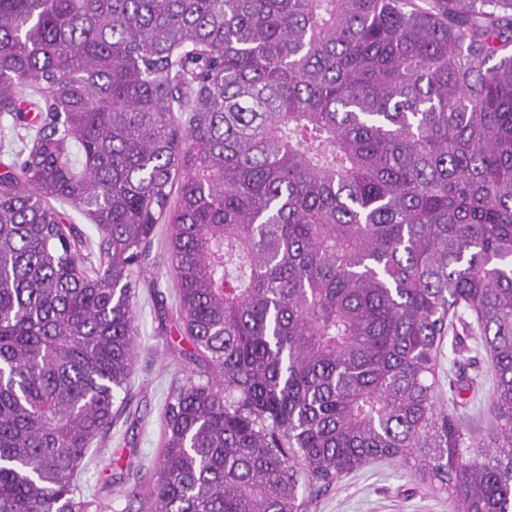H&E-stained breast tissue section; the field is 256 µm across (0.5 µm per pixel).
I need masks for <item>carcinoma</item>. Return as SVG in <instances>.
Returning a JSON list of instances; mask_svg holds the SVG:
<instances>
[{"label":"carcinoma","instance_id":"cac0c4a2","mask_svg":"<svg viewBox=\"0 0 512 512\" xmlns=\"http://www.w3.org/2000/svg\"><path fill=\"white\" fill-rule=\"evenodd\" d=\"M0 512L73 485L133 371L171 224L193 361L123 512H301L393 460L454 512H512V0H0ZM85 155L79 177L61 136ZM86 212L90 242L52 202ZM490 426L441 408L460 310ZM9 124L0 116V175L12 170L14 152L21 147L29 133V129L25 125H18L14 128L6 127L4 130V125L8 126Z\"/></svg>","mask_w":512,"mask_h":512}]
</instances>
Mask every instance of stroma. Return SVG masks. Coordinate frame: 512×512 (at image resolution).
<instances>
[{
	"label": "stroma",
	"instance_id": "1",
	"mask_svg": "<svg viewBox=\"0 0 512 512\" xmlns=\"http://www.w3.org/2000/svg\"><path fill=\"white\" fill-rule=\"evenodd\" d=\"M172 229L162 224L136 285L140 337L138 355L120 410L105 436L89 451L93 461L74 480L77 488L101 485L112 477L127 483L146 479L158 456L161 411L171 383L194 375L206 380L207 370L190 360L182 340L175 306L176 280L171 268ZM441 384L471 382L478 400L492 387L488 355L477 348L462 323L446 336L438 358ZM307 512H452L446 495L430 490L397 463L377 461L341 478L312 497Z\"/></svg>",
	"mask_w": 512,
	"mask_h": 512
}]
</instances>
